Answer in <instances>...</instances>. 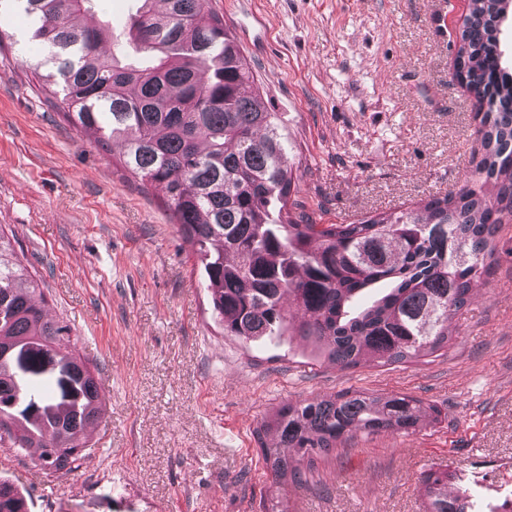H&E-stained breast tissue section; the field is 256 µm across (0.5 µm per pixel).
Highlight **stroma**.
I'll return each mask as SVG.
<instances>
[{"label": "stroma", "mask_w": 512, "mask_h": 512, "mask_svg": "<svg viewBox=\"0 0 512 512\" xmlns=\"http://www.w3.org/2000/svg\"><path fill=\"white\" fill-rule=\"evenodd\" d=\"M288 135L296 211L348 224L460 188L480 106L452 80L468 0H213ZM0 227L44 282L50 318L98 367L107 414L78 469L0 443L28 512H423L448 470L476 512L512 501V221L445 355L343 369L299 337L225 336L163 194L124 178L119 143L78 133L27 76L21 0L0 15ZM398 392L439 407L413 435L354 437L308 484L272 486L254 436L288 402Z\"/></svg>", "instance_id": "35a3bbf8"}]
</instances>
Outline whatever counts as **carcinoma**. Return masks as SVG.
<instances>
[{
  "mask_svg": "<svg viewBox=\"0 0 512 512\" xmlns=\"http://www.w3.org/2000/svg\"><path fill=\"white\" fill-rule=\"evenodd\" d=\"M41 59L29 64L62 118L98 143L124 142L122 167L159 189L204 268L224 335L250 344L288 333L318 356L355 368L417 361L448 348L453 320L512 219V78L497 70L499 0H470L461 39L472 90L492 92L477 133L484 156L455 193L430 196L351 224L322 226L289 207L294 191L287 134L265 108L236 38L212 0H139L108 54V27L76 29L92 0H22ZM43 281L0 232V441L40 449L53 471L77 468L84 428L106 413L89 359L68 326L45 316ZM292 301L298 323L288 320ZM434 406L400 393L346 391L289 402L255 430L273 484L303 483L355 434H414ZM294 449L295 455L281 453ZM426 512H470L448 494V473L420 483ZM0 512H26L0 482Z\"/></svg>",
  "mask_w": 512,
  "mask_h": 512,
  "instance_id": "1",
  "label": "carcinoma"
}]
</instances>
